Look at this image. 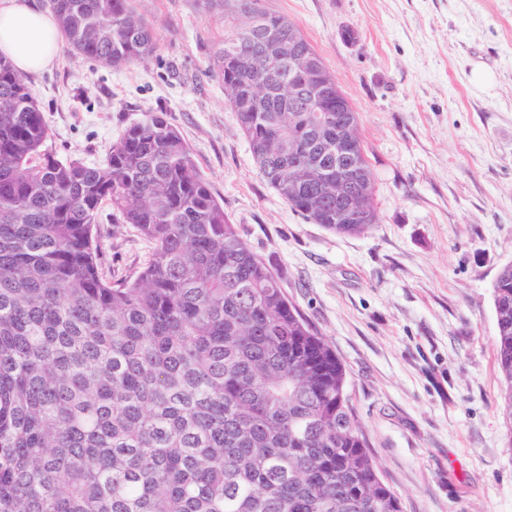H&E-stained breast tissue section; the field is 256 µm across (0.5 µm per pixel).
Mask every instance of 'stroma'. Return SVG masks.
I'll list each match as a JSON object with an SVG mask.
<instances>
[{
    "mask_svg": "<svg viewBox=\"0 0 512 512\" xmlns=\"http://www.w3.org/2000/svg\"><path fill=\"white\" fill-rule=\"evenodd\" d=\"M319 53L358 114L377 222L339 235L261 178L209 71L243 22L202 0H136L157 51L114 70L59 50L26 81L46 146L93 164L142 112L165 113L252 250L343 362L351 404L403 512H512L492 284L512 262V0H261ZM352 30L357 40L347 41ZM489 80L473 81L474 70ZM98 222L120 280L151 242Z\"/></svg>",
    "mask_w": 512,
    "mask_h": 512,
    "instance_id": "stroma-1",
    "label": "stroma"
}]
</instances>
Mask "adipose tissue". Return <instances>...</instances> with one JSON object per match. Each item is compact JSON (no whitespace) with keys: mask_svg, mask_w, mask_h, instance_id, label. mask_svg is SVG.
Segmentation results:
<instances>
[{"mask_svg":"<svg viewBox=\"0 0 512 512\" xmlns=\"http://www.w3.org/2000/svg\"><path fill=\"white\" fill-rule=\"evenodd\" d=\"M59 46L56 21L36 0H0V53L21 73L47 67Z\"/></svg>","mask_w":512,"mask_h":512,"instance_id":"obj_1","label":"adipose tissue"}]
</instances>
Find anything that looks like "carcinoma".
Instances as JSON below:
<instances>
[{"label":"carcinoma","mask_w":512,"mask_h":512,"mask_svg":"<svg viewBox=\"0 0 512 512\" xmlns=\"http://www.w3.org/2000/svg\"><path fill=\"white\" fill-rule=\"evenodd\" d=\"M72 55L111 68L157 42L133 0H47ZM219 41L223 83L261 177L338 234L376 224L362 144L346 165L367 213L297 169L354 108L292 112L288 61L263 37L290 22L255 7ZM49 127L23 74L0 56V512H403L350 404L346 369L288 301L276 270L224 212L179 129L145 112L88 165L44 148ZM109 204L153 244L131 280L108 278L98 216ZM497 365L512 419V263L492 285Z\"/></svg>","instance_id":"obj_1"}]
</instances>
